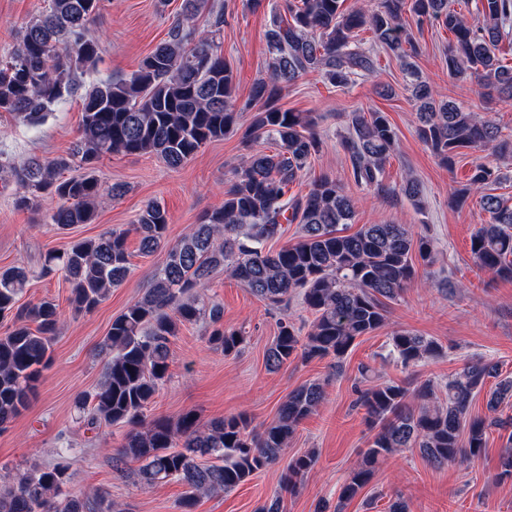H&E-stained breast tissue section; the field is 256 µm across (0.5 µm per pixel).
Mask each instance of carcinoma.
<instances>
[{"instance_id": "cac0c4a2", "label": "carcinoma", "mask_w": 512, "mask_h": 512, "mask_svg": "<svg viewBox=\"0 0 512 512\" xmlns=\"http://www.w3.org/2000/svg\"><path fill=\"white\" fill-rule=\"evenodd\" d=\"M342 2L282 0L275 6L267 32L270 77L251 88V100L259 107L244 136L248 143L262 140L275 150L258 148L246 157L224 191L221 207L170 246L168 212L150 200L130 228L75 240L44 257L41 274H64L70 302L79 313L94 310L126 279L130 233L138 236L141 254L165 252L143 295L112 320L102 346L108 353L102 380L94 393L77 402V409L90 430L103 424L130 426L112 467L121 473L127 463H138L137 476L145 487L181 483L186 488L182 512H193L199 497L229 492L276 462L299 424L324 398L320 383L301 385L280 405L277 419L260 431L248 430L243 415L203 426L193 411L175 421L159 417L145 422L144 410L169 377L171 340L182 327L204 322L208 343L226 356L246 341V331L224 329L223 306L201 294L218 267L272 306L300 291L314 316L304 335L292 322H279L278 336L266 352V365L275 370L297 358L330 357L341 363L358 337L385 325V301L398 298L412 282L415 260L433 262V238L402 224H365L353 234H341L338 226L351 222L359 200L327 175L312 180L305 193L290 192L319 152L321 140L311 130L310 116L278 105L281 88L309 72L334 87L374 75L376 58L357 39L363 29L401 59L418 53L402 22L406 0H376L368 9L350 11L342 9ZM479 2V19L473 24L452 0H411L410 12L417 26L435 21L454 35L448 47L449 75L512 99V67L501 64L497 55L512 32V0ZM100 8L101 0H49L45 13L26 25L15 49L0 60V112L38 127L53 106L79 90L75 73L95 65L99 57V41L89 36V25ZM205 12L212 18L211 30L199 32L190 22ZM223 25L224 12L214 10L208 0H182L181 17L167 39L135 72L91 85L81 94L80 132L68 156L7 164L21 190L17 204L33 209L49 196L57 202L49 213L51 223L61 229L89 224L102 196L124 193L121 185L101 187L96 165L103 156L150 154L178 169L230 132L237 119L236 79L217 42ZM410 75L412 96L420 102L418 134L448 170L465 150L494 155L509 149L494 120L446 100L435 102L430 86L416 72ZM395 140L385 113L353 112L340 147L349 157L356 185L379 195H402L421 209L423 188L416 179L383 183ZM75 163L84 174L63 177ZM500 179L493 162L479 163L452 202L463 207L479 196L485 219L471 236L472 259L480 270L512 279V204L491 193ZM288 224L300 226L299 239L277 250L268 248ZM28 278L23 268L0 270V319L11 322L0 335V431L27 407L62 325V313L49 300L17 305ZM441 352L430 337L406 330L392 334L389 355L404 367ZM358 372L355 406L365 410L375 433L340 489L341 503L356 497L380 463L404 448H418L430 464L442 466L478 459L493 429L506 432L512 444V417L497 415L501 404L512 399V377L501 376L496 364L470 359L448 379L443 400L430 382L416 387L376 382L365 365ZM491 378L496 382L489 390V415L474 416L473 400ZM72 452L57 448L54 464L19 473L1 485L0 512H114L105 494L89 500L62 492L70 479ZM316 463L313 450L292 458L282 487L293 491Z\"/></svg>"}]
</instances>
